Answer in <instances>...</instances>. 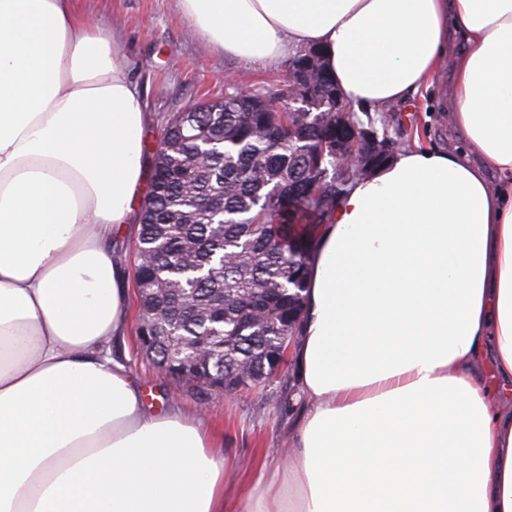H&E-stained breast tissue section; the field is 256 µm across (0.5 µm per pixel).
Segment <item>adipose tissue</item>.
Returning a JSON list of instances; mask_svg holds the SVG:
<instances>
[{
	"instance_id": "adipose-tissue-1",
	"label": "adipose tissue",
	"mask_w": 512,
	"mask_h": 512,
	"mask_svg": "<svg viewBox=\"0 0 512 512\" xmlns=\"http://www.w3.org/2000/svg\"><path fill=\"white\" fill-rule=\"evenodd\" d=\"M177 4L244 62L320 48L370 112L451 70L462 146L400 148L326 214L291 454L230 483L201 420L150 411L110 355L141 89L78 0H0V512H512V0Z\"/></svg>"
}]
</instances>
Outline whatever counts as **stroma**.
<instances>
[{
  "label": "stroma",
  "mask_w": 512,
  "mask_h": 512,
  "mask_svg": "<svg viewBox=\"0 0 512 512\" xmlns=\"http://www.w3.org/2000/svg\"><path fill=\"white\" fill-rule=\"evenodd\" d=\"M79 7L117 35L127 71L142 88L151 134H159L174 113L223 98L233 86L272 96L288 87L287 61L257 65L225 56L198 36L176 0H79ZM451 89L452 74L443 72L410 107L388 113L390 134L398 146L445 150L457 143ZM111 354L139 379L146 397L165 406L177 403L189 411H207L209 428L237 470H246L261 455L276 462L283 453L288 425L298 410L294 362H286L255 389L224 398L197 394L157 374L138 353L135 326L112 342Z\"/></svg>",
  "instance_id": "obj_1"
}]
</instances>
